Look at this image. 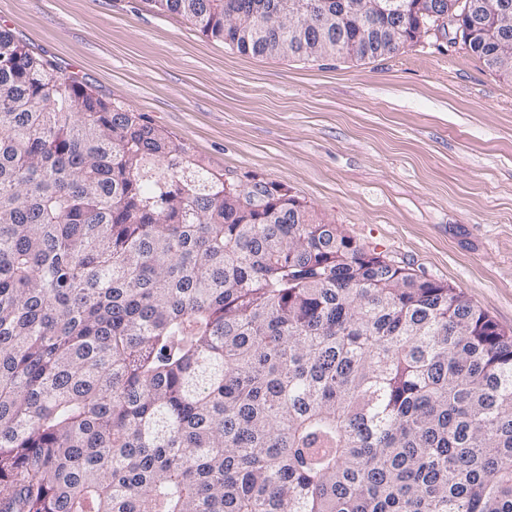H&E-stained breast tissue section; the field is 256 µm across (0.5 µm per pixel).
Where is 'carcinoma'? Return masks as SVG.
<instances>
[{
	"label": "carcinoma",
	"mask_w": 512,
	"mask_h": 512,
	"mask_svg": "<svg viewBox=\"0 0 512 512\" xmlns=\"http://www.w3.org/2000/svg\"><path fill=\"white\" fill-rule=\"evenodd\" d=\"M147 2L309 60L281 0ZM0 512H512V334L0 28Z\"/></svg>",
	"instance_id": "carcinoma-1"
}]
</instances>
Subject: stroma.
Returning <instances> with one entry per match:
<instances>
[{
  "label": "stroma",
  "mask_w": 512,
  "mask_h": 512,
  "mask_svg": "<svg viewBox=\"0 0 512 512\" xmlns=\"http://www.w3.org/2000/svg\"><path fill=\"white\" fill-rule=\"evenodd\" d=\"M0 26L208 169L288 191L512 331V80L453 30L312 62L240 54L147 0H0Z\"/></svg>",
  "instance_id": "stroma-1"
}]
</instances>
